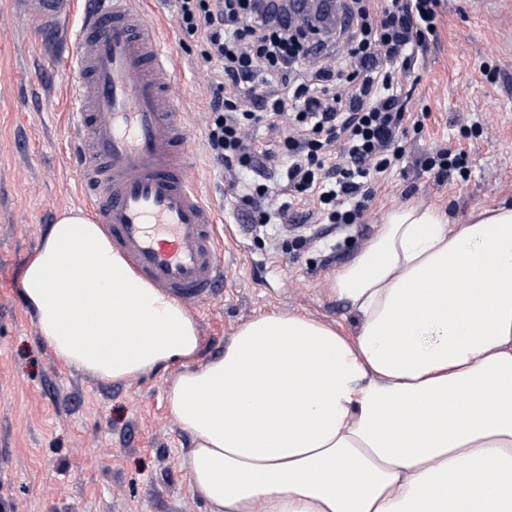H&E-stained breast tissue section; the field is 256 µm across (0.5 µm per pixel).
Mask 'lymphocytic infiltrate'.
<instances>
[{"instance_id":"1","label":"lymphocytic infiltrate","mask_w":512,"mask_h":512,"mask_svg":"<svg viewBox=\"0 0 512 512\" xmlns=\"http://www.w3.org/2000/svg\"><path fill=\"white\" fill-rule=\"evenodd\" d=\"M178 2L179 27L213 76L206 149L217 166L257 175L239 186L245 223H359L429 116L408 110L399 75L436 34L442 0H343L341 61L299 45L260 0ZM271 163L277 189L259 178Z\"/></svg>"}]
</instances>
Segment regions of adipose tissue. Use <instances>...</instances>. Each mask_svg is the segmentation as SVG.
Wrapping results in <instances>:
<instances>
[{"label":"adipose tissue","instance_id":"obj_1","mask_svg":"<svg viewBox=\"0 0 512 512\" xmlns=\"http://www.w3.org/2000/svg\"><path fill=\"white\" fill-rule=\"evenodd\" d=\"M332 290L353 336L256 317L202 367L185 309L102 225L62 214L21 296L63 361L119 382L180 363L179 465L211 512H512V206L391 211Z\"/></svg>","mask_w":512,"mask_h":512}]
</instances>
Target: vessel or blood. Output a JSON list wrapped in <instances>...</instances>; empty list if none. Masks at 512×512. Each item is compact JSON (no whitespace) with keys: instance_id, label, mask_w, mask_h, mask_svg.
I'll return each mask as SVG.
<instances>
[{"instance_id":"obj_1","label":"vessel or blood","mask_w":512,"mask_h":512,"mask_svg":"<svg viewBox=\"0 0 512 512\" xmlns=\"http://www.w3.org/2000/svg\"><path fill=\"white\" fill-rule=\"evenodd\" d=\"M42 42L60 39L76 7L84 20L68 65L75 164L86 202L136 275L199 306L222 294L216 215L193 184L194 138L165 40L134 0H17Z\"/></svg>"}]
</instances>
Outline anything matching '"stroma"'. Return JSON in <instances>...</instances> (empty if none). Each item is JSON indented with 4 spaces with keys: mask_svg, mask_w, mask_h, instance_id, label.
Returning a JSON list of instances; mask_svg holds the SVG:
<instances>
[{
    "mask_svg": "<svg viewBox=\"0 0 512 512\" xmlns=\"http://www.w3.org/2000/svg\"><path fill=\"white\" fill-rule=\"evenodd\" d=\"M139 6L168 35L198 188L226 226L224 293L189 311L200 338L196 365L262 314H301L354 335L356 316L331 282L394 205L430 206L460 223L475 208L512 203V0H444L435 37L402 79L412 110L430 116L421 133H408L401 168L376 185L359 224L311 225L305 245L288 254L281 225L243 233L236 189L205 153L210 79L198 43L177 28L178 0ZM71 79L12 0H0V512H209L179 466L191 437L166 403L180 365L97 380L55 353L19 293L50 224L82 206L64 152ZM438 145L465 150L466 177L440 184L420 167V155Z\"/></svg>",
    "mask_w": 512,
    "mask_h": 512,
    "instance_id": "obj_1",
    "label": "stroma"
}]
</instances>
